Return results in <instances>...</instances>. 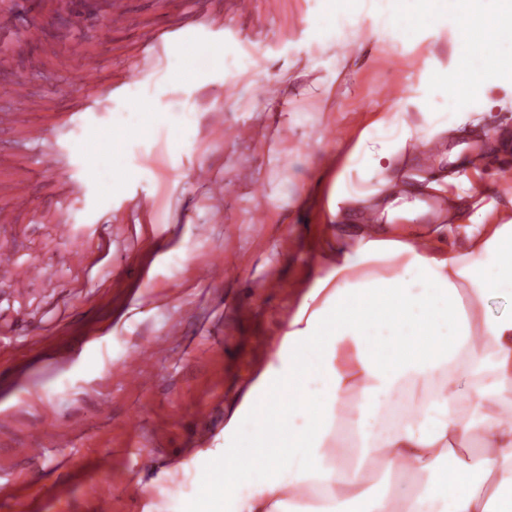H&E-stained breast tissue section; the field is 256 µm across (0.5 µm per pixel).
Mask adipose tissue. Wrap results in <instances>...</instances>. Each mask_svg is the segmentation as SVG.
<instances>
[{
  "label": "adipose tissue",
  "mask_w": 512,
  "mask_h": 512,
  "mask_svg": "<svg viewBox=\"0 0 512 512\" xmlns=\"http://www.w3.org/2000/svg\"><path fill=\"white\" fill-rule=\"evenodd\" d=\"M344 22L324 16L313 26L326 40L349 45L368 0H337ZM411 20L383 16L391 42L419 27L453 26L463 78L437 76L444 109L429 111L427 87L412 98L421 121L385 112L361 134L337 190L366 198L368 184L393 165L405 143L429 140L478 110L483 87L512 78L500 53L469 65L481 30L512 28L499 10L481 25L436 0H399ZM469 247L433 254L414 245L361 239L317 276L281 339L278 359L288 379L314 376L305 406L287 415L264 412L277 379L262 371L224 426L233 448H210L216 468L232 461L234 480L213 487L228 512H512V219L463 224ZM264 415L258 432L247 415Z\"/></svg>",
  "instance_id": "1"
}]
</instances>
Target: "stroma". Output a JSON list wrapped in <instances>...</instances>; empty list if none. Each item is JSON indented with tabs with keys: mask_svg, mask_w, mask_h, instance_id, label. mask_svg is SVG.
<instances>
[{
	"mask_svg": "<svg viewBox=\"0 0 512 512\" xmlns=\"http://www.w3.org/2000/svg\"><path fill=\"white\" fill-rule=\"evenodd\" d=\"M254 15L210 18L214 45L240 32L236 54L246 71L211 65L195 47L157 57L142 35L179 27L163 0H122L131 23L105 33L108 0H12L14 32L0 35V150L13 153L5 178L31 206L0 227V249L15 252L14 271L0 272V512H182L205 506V449L224 442V424L255 377L275 364L288 320L316 274L336 259L337 245L355 247L367 207L331 204L332 182L360 131L379 113L403 108L426 67H453L455 33L424 28L413 43L391 42L373 12L358 19L353 62L337 72L344 49L320 41L309 16L330 0H282L276 21ZM95 52L101 68L86 78L73 67L67 87L54 70L71 44ZM137 63L130 75L125 63ZM288 69V85L276 76ZM24 79L42 111L22 109L1 92ZM125 92L98 98L100 84ZM394 90L379 96L381 85ZM485 111L436 135L441 150L427 166L406 144L384 171L375 238L439 249L449 219L493 224L512 217V195L490 192L512 168V81L489 84ZM224 111L216 124L211 111ZM53 131L31 145L29 124ZM245 125L252 133L236 136ZM112 137L115 155L85 152ZM207 167L223 180L222 206L195 177ZM72 192L59 202L58 188ZM456 212H449V205ZM268 210L257 230L254 209ZM105 226L83 237V263L55 227ZM40 263L23 297L12 284L28 262ZM219 264L217 281L202 267ZM277 267L278 285L265 287ZM183 336L156 363L138 364V350ZM153 375L149 389L126 372ZM85 423L69 447L54 433L72 417ZM42 448L39 461L19 456ZM109 458L108 471L98 467Z\"/></svg>",
	"mask_w": 512,
	"mask_h": 512,
	"instance_id": "obj_1",
	"label": "stroma"
}]
</instances>
